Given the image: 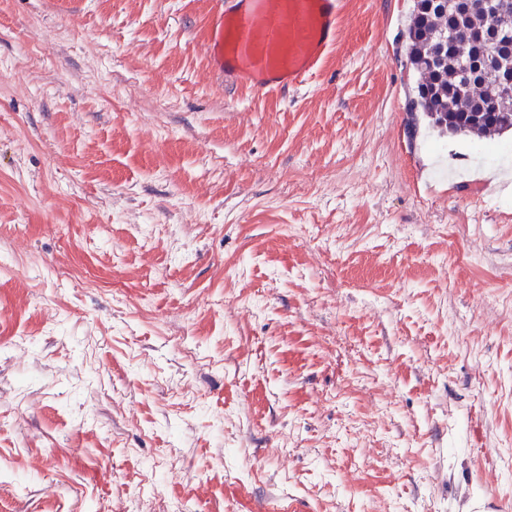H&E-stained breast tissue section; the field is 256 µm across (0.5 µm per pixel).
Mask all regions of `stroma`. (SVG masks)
Returning a JSON list of instances; mask_svg holds the SVG:
<instances>
[{"mask_svg": "<svg viewBox=\"0 0 512 512\" xmlns=\"http://www.w3.org/2000/svg\"><path fill=\"white\" fill-rule=\"evenodd\" d=\"M216 5L0 0V512H512V132L413 0L264 97ZM466 1H415L407 29V62L420 81L407 106L423 112L442 133L499 134L512 129L511 56L484 51L485 84L474 64L481 46L472 41L469 46L455 44L474 17ZM481 96V106L491 112H477L476 98Z\"/></svg>", "mask_w": 512, "mask_h": 512, "instance_id": "stroma-1", "label": "stroma"}]
</instances>
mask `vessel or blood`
Wrapping results in <instances>:
<instances>
[{"instance_id":"b4317fda","label":"vessel or blood","mask_w":512,"mask_h":512,"mask_svg":"<svg viewBox=\"0 0 512 512\" xmlns=\"http://www.w3.org/2000/svg\"><path fill=\"white\" fill-rule=\"evenodd\" d=\"M344 0H228L205 45L212 72L261 94L290 90L341 38Z\"/></svg>"}]
</instances>
